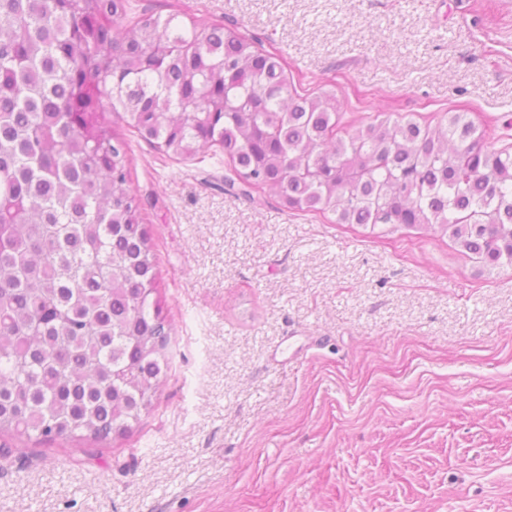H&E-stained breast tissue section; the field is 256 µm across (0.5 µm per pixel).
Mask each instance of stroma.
Returning <instances> with one entry per match:
<instances>
[{
  "instance_id": "1",
  "label": "stroma",
  "mask_w": 512,
  "mask_h": 512,
  "mask_svg": "<svg viewBox=\"0 0 512 512\" xmlns=\"http://www.w3.org/2000/svg\"><path fill=\"white\" fill-rule=\"evenodd\" d=\"M233 28L339 127L466 113L512 148V0H132ZM170 319L126 437H0V512H512V267L245 199L127 133Z\"/></svg>"
}]
</instances>
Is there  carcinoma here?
<instances>
[{"label": "carcinoma", "instance_id": "cac0c4a2", "mask_svg": "<svg viewBox=\"0 0 512 512\" xmlns=\"http://www.w3.org/2000/svg\"><path fill=\"white\" fill-rule=\"evenodd\" d=\"M129 0H0V434L123 437L154 407L170 323L118 121L188 159L224 150L286 209L449 236L512 266V152L462 112L342 138L246 36Z\"/></svg>", "mask_w": 512, "mask_h": 512}]
</instances>
